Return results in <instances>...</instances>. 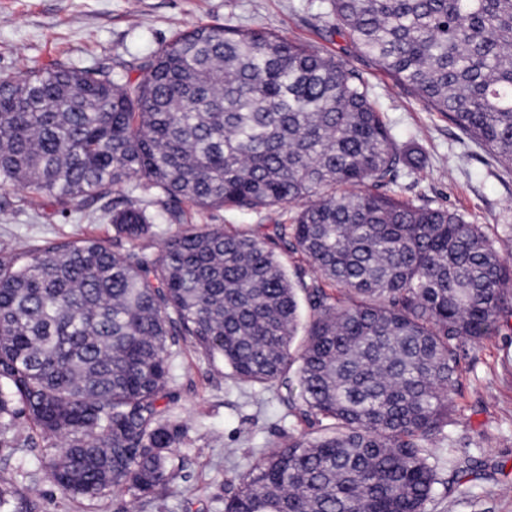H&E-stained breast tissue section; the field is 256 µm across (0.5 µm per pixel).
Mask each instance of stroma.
I'll return each instance as SVG.
<instances>
[{
  "instance_id": "obj_1",
  "label": "stroma",
  "mask_w": 512,
  "mask_h": 512,
  "mask_svg": "<svg viewBox=\"0 0 512 512\" xmlns=\"http://www.w3.org/2000/svg\"><path fill=\"white\" fill-rule=\"evenodd\" d=\"M226 24L261 28L345 60L367 82L396 142L418 151L421 169H401L391 191L417 203L464 214L496 235L512 258V171L466 138L440 113L419 102L372 59L330 35L333 18L320 0H0V76L62 64L125 76L180 30ZM23 191L0 187V240L18 250L52 238L111 242L112 227L97 220L93 201L61 205L42 198L29 210ZM282 209L195 211V224L240 230L283 222ZM175 353L170 415L187 434L176 452L174 495L135 500L110 495L94 501L63 497L44 469L45 443L0 447V484L23 481L15 512H224L249 456L315 425L298 419L274 391L241 383L222 361L210 360L182 337ZM453 423L428 441L438 461V482L426 512H512V316L477 343H462Z\"/></svg>"
}]
</instances>
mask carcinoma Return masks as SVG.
Masks as SVG:
<instances>
[{
	"instance_id": "obj_1",
	"label": "carcinoma",
	"mask_w": 512,
	"mask_h": 512,
	"mask_svg": "<svg viewBox=\"0 0 512 512\" xmlns=\"http://www.w3.org/2000/svg\"><path fill=\"white\" fill-rule=\"evenodd\" d=\"M321 2L334 34L512 171V0ZM137 70L0 77V186L31 209L101 201L114 231L0 243V446L20 447L23 418L68 498L175 493L185 429L160 400L181 336L322 423L262 450L224 512H425L459 343L512 315V261L463 214L387 190L420 156L343 59L206 25ZM273 207L294 211L270 233L188 223ZM163 215L181 229L151 257Z\"/></svg>"
}]
</instances>
